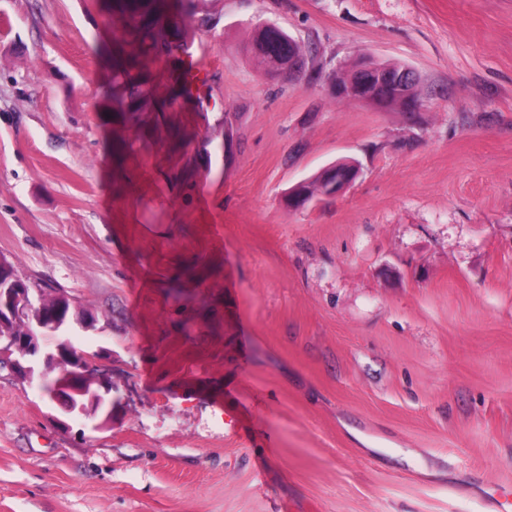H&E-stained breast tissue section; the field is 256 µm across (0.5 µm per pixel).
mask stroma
<instances>
[{
    "instance_id": "obj_1",
    "label": "stroma",
    "mask_w": 512,
    "mask_h": 512,
    "mask_svg": "<svg viewBox=\"0 0 512 512\" xmlns=\"http://www.w3.org/2000/svg\"><path fill=\"white\" fill-rule=\"evenodd\" d=\"M194 5L207 84L149 132L104 0H0V256L94 316L114 400L95 430L1 368L0 512H512V0ZM365 57L414 103L337 98ZM258 25L261 28L255 26L253 50L261 59L262 64L276 66L280 62L288 61V63L281 65L279 70L274 74H288V76L300 74L304 67L301 66L300 61L296 57H302L304 54L299 44L296 43L294 45L292 38L286 31L281 30V33L277 32L275 34L264 30H280L273 24L259 22ZM292 55L296 57L290 58ZM326 172L324 186L317 194L292 197L288 196V201L296 207H305L306 205L316 201L318 196L333 197L341 194L348 186H350L358 177L359 169L356 165H349L346 168H338L332 165ZM337 174V176H336ZM335 176V178H333ZM326 185V186H325Z\"/></svg>"
}]
</instances>
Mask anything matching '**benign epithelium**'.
<instances>
[{"label":"benign epithelium","mask_w":512,"mask_h":512,"mask_svg":"<svg viewBox=\"0 0 512 512\" xmlns=\"http://www.w3.org/2000/svg\"><path fill=\"white\" fill-rule=\"evenodd\" d=\"M417 81L416 73L408 67L393 71L382 64L359 66L349 80L336 81V96L376 107L409 104L413 98L405 94V86ZM358 175L355 165L346 168L333 165L318 193L290 196L288 201L293 206L304 207L320 196H337ZM70 304L72 300L63 294L57 307L47 312L43 309L40 289L0 287V368H10L64 412L100 429L112 421V399L108 398L112 387L107 368L98 358L78 351L65 336L73 319L84 328L94 324L87 316H70L67 309ZM21 319L27 321L28 328L25 335L18 336L9 330V325Z\"/></svg>","instance_id":"obj_1"}]
</instances>
